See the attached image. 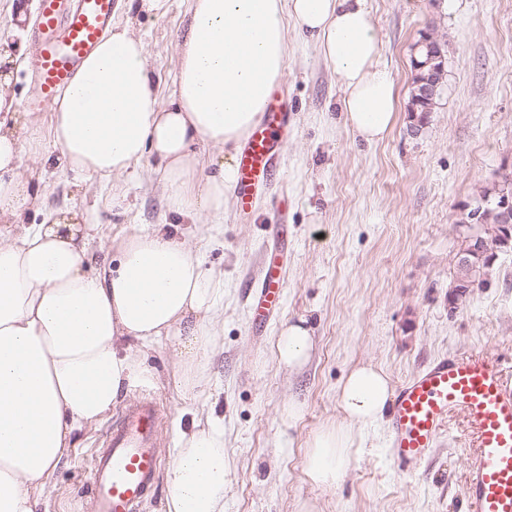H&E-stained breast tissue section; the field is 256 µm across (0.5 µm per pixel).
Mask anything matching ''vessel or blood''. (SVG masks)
Wrapping results in <instances>:
<instances>
[{
    "label": "vessel or blood",
    "instance_id": "obj_1",
    "mask_svg": "<svg viewBox=\"0 0 512 512\" xmlns=\"http://www.w3.org/2000/svg\"><path fill=\"white\" fill-rule=\"evenodd\" d=\"M116 0H39L36 51L28 73L38 88L30 109L49 108L112 22ZM292 114L269 100L237 155L236 200L248 211L273 175ZM286 272L271 261L252 288V316L280 309ZM390 448L403 471L419 466L452 417H460L473 445L465 463L468 512H512V375L499 359L467 351L437 359L404 381L388 406ZM163 407L141 396L122 405L90 464L94 512H136L160 473Z\"/></svg>",
    "mask_w": 512,
    "mask_h": 512
}]
</instances>
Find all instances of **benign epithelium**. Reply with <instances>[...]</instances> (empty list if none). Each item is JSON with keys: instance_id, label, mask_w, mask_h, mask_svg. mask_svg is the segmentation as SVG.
<instances>
[{"instance_id": "1", "label": "benign epithelium", "mask_w": 512, "mask_h": 512, "mask_svg": "<svg viewBox=\"0 0 512 512\" xmlns=\"http://www.w3.org/2000/svg\"><path fill=\"white\" fill-rule=\"evenodd\" d=\"M494 204L499 213V224L488 228L482 224V205L465 203L459 207L464 223L457 225L460 246L456 264L470 265L483 259L490 245L507 247L512 244V178L506 177L499 186Z\"/></svg>"}]
</instances>
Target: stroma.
I'll return each instance as SVG.
<instances>
[{"mask_svg": "<svg viewBox=\"0 0 512 512\" xmlns=\"http://www.w3.org/2000/svg\"><path fill=\"white\" fill-rule=\"evenodd\" d=\"M27 15L16 28L8 4ZM39 0H0V44L34 50L32 21ZM188 0H167L164 13L130 9L119 0L114 20H128L148 44L149 63L169 96L177 41ZM380 37L378 64L392 75L397 119L370 145L342 121L344 90L317 44L288 31V62L278 90L293 106L294 128L279 151V177L257 195L252 211L228 203L205 228L175 224L167 213L162 173L145 158L118 184L123 208L104 206L98 179L62 169L47 147L39 163L47 207L85 214L118 240L172 223L199 247L206 266L224 275V349L208 361L211 383L183 396L162 379L172 369L161 345L146 364L159 380L147 384L165 410L162 456L193 414L224 424L229 488L224 512H299L307 500L321 512H464L469 439L452 418L428 459L400 473L388 448L387 423L353 449L334 488L305 479L307 444L338 418V389L358 363L381 366L393 384L434 359L481 349L512 364V249L497 252L484 282L453 306L458 206L503 166L512 167V0H367ZM438 36L445 83L427 123L411 131L407 112L413 46ZM288 269L281 310L264 328L249 317L248 290L271 254ZM306 318L315 348L296 372L279 367L276 341L283 323ZM302 414L291 437L281 435L288 402ZM112 413L80 432L59 465L37 512H90L87 473L112 426Z\"/></svg>", "mask_w": 512, "mask_h": 512, "instance_id": "obj_1", "label": "stroma"}]
</instances>
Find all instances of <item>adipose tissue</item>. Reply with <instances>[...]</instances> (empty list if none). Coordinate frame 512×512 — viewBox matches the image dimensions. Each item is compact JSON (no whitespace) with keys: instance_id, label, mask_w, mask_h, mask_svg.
I'll use <instances>...</instances> for the list:
<instances>
[{"instance_id":"obj_1","label":"adipose tissue","mask_w":512,"mask_h":512,"mask_svg":"<svg viewBox=\"0 0 512 512\" xmlns=\"http://www.w3.org/2000/svg\"><path fill=\"white\" fill-rule=\"evenodd\" d=\"M292 27L316 41L343 86L346 125L367 143L383 140L398 96L376 66L380 41L366 0H190L166 100L144 37L113 24L59 91L44 131L21 121L9 93L21 55H0V223L16 227L0 242V512H35L75 433L144 376L140 350L166 343L175 387H200L224 311L223 276L164 224L125 238L112 264L89 273V224L60 212L28 223L41 198L28 160L48 140L69 171L108 182L151 155L163 167L171 214L193 222L223 216L237 150L284 74ZM207 147L220 151L209 172ZM311 348L303 322L284 324L277 362L302 367ZM393 393L381 368H352L339 390V420L309 445L311 484L341 482ZM227 471L223 425L193 419L176 435L162 512H224Z\"/></svg>"}]
</instances>
